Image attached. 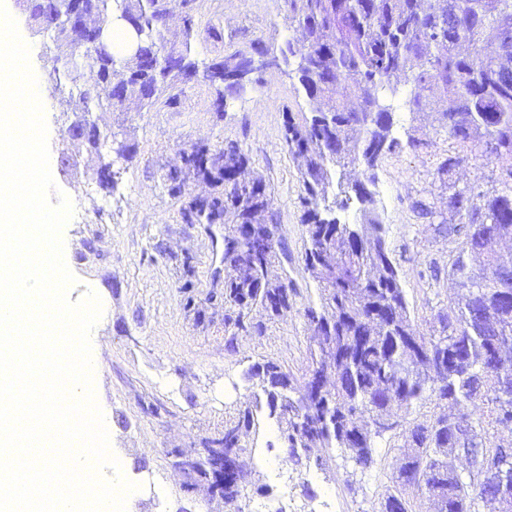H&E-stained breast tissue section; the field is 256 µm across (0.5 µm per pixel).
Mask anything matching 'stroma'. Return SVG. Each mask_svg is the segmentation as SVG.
Instances as JSON below:
<instances>
[{
  "label": "stroma",
  "mask_w": 512,
  "mask_h": 512,
  "mask_svg": "<svg viewBox=\"0 0 512 512\" xmlns=\"http://www.w3.org/2000/svg\"><path fill=\"white\" fill-rule=\"evenodd\" d=\"M197 58L211 59L249 50L260 40L277 47L300 40L280 0H198ZM9 13L33 52L39 95L48 114V145L57 147L63 127L58 97L41 59L43 39L31 35L18 4ZM296 79L278 69L237 95L217 98L202 82L182 83L178 102L152 112H97L103 128L122 127L133 151L120 162L111 192L100 190L98 160L81 145L76 174H54L73 216L62 231L63 257L76 282L71 300L94 292L103 313L91 335L99 362L94 390L124 477L141 485L126 512H377L393 486L403 449L381 441L366 469L332 455L321 467L293 463L275 420L244 434L247 448L273 446L272 464L246 456L244 490L237 507L188 488L174 468L171 452L199 447L202 438L222 433L226 421L262 398L246 380L249 368L272 361L297 380L308 375L312 332L303 310L318 304L319 289L305 265L308 247L299 166L284 141V115L307 111ZM401 136L422 140L423 148L386 155L376 171L378 208L387 228L390 256L398 271L412 318L429 331L434 314L453 309L457 290L448 275L454 258L447 236L414 209L416 201L446 211L438 164L456 146L430 112L402 115ZM238 142L250 157L249 171L262 179L281 225L283 245L272 267L296 290L295 304L269 320L258 310L250 319L262 333L232 337L224 328V227L188 223L193 198L207 188L189 181L182 196L164 185L180 152L194 144L219 148Z\"/></svg>",
  "instance_id": "1"
}]
</instances>
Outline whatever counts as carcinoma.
I'll return each instance as SVG.
<instances>
[{
    "label": "carcinoma",
    "mask_w": 512,
    "mask_h": 512,
    "mask_svg": "<svg viewBox=\"0 0 512 512\" xmlns=\"http://www.w3.org/2000/svg\"><path fill=\"white\" fill-rule=\"evenodd\" d=\"M38 2L31 23L49 37L43 55L61 94L63 150L85 120L93 131L84 142L104 157L101 147L113 144L115 133L100 128L92 113L123 112L130 99L148 112L162 99L173 100L171 91L189 71L199 73L220 98L246 87L224 82L195 58L197 0H182L183 28L173 41L164 34L167 0H81L86 27L80 29L66 26L67 0ZM283 3L288 25L301 29L305 42L256 47L297 79L309 103V112L298 119L286 113L284 139L303 163L305 264L320 287L319 307L304 309L313 331L312 368L299 382L274 362L252 366L248 378L257 380L266 407H245L225 422L221 436L203 441L223 442L226 461L243 462L248 449L241 434L258 428L266 409L297 460L322 466L334 448L364 469L373 462L376 444L396 437L413 452L379 512H412L405 497L411 489L425 491L435 512H475L482 486L448 462L461 456L460 425L474 428L482 440L512 429V398L494 387L501 374L512 375V358L505 356L512 350V282L493 274L501 265L497 247L512 238V67L499 62L512 59V0ZM120 14L140 27L141 49L127 58L114 52L101 64L86 28L107 26ZM400 85L411 87L405 107L434 113L448 139L478 150L489 164L508 161L499 168L498 188L485 192L476 183L453 180L467 156L450 155L437 167L448 187V215L416 205L421 217L439 220L456 245L449 274L466 290L457 311L437 313L429 336L410 316L376 206L382 159L424 146L394 133L392 95ZM249 163L234 141L219 149L193 145L165 176L173 195L191 178L212 188L191 201L188 222L230 225L224 232V326L235 337L261 331L248 320L253 309L272 320L294 305L293 289L270 276L279 222L267 185L245 177ZM354 201L363 222H341L336 212ZM434 398L455 408L485 399L491 408L477 422L464 416L406 421L412 409ZM385 417L396 421L395 432L373 426ZM240 485L241 477L225 474L224 503L237 502Z\"/></svg>",
    "instance_id": "1"
}]
</instances>
